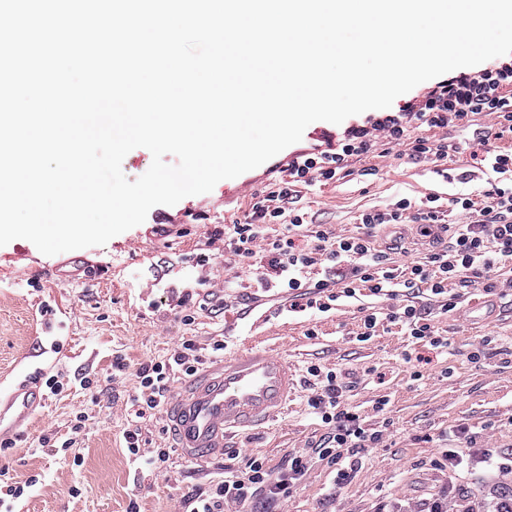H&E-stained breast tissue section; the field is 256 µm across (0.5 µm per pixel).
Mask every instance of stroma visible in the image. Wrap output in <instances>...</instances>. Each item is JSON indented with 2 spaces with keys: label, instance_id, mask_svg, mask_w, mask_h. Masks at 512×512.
<instances>
[{
  "label": "stroma",
  "instance_id": "35a3bbf8",
  "mask_svg": "<svg viewBox=\"0 0 512 512\" xmlns=\"http://www.w3.org/2000/svg\"><path fill=\"white\" fill-rule=\"evenodd\" d=\"M468 153L449 152L437 163L414 161L389 153L353 162L351 173L329 184L301 187L298 205L310 224L333 225L353 234L365 209L381 208L406 197L417 202L430 194L432 181L453 177L449 192L484 190L486 176L473 173ZM469 175L461 183V175ZM250 208L249 199L225 202L223 185L189 196L173 206L153 207L144 223L107 244L47 256L30 241L0 246V390L38 371L57 376L63 385L48 395L45 406L21 432L14 447L0 450V512H178L184 496L243 470L248 457L278 466L288 453L315 445L325 433L310 415V390L300 385L285 413L263 430L231 438L223 457L207 463L171 455L159 469L129 456L123 432L138 421L148 447L172 446L164 411L136 420L131 400L134 377L112 381V359L125 356L131 366L166 356L181 338L206 343L225 339L228 352L253 344L285 356L298 373L310 365L348 375L354 386L348 406L366 427L383 433L378 447L364 451L362 467L348 482L336 485L335 471L314 460L287 498L276 502L257 495L252 512H426L448 486L460 487L457 512H486L494 489L512 490V476L479 465L450 473L435 459L446 450H461L455 426L481 432L482 442L498 455L512 454V300L462 291L457 311L430 309V319L450 346L447 353L417 343L402 325L381 321L374 336L360 340L363 318L389 312L390 300L359 296L337 309L316 315L285 313L279 298L266 299V317L249 325L240 314L250 301L241 288H224L233 276L248 277L249 267L229 272L223 259L206 267L196 264L206 249V231L229 224ZM444 240L423 236L415 223L379 231L378 249L395 250L400 266L441 250ZM98 268L92 282L53 283L52 268L70 257ZM214 289H200L195 321L185 324L171 289L195 286L202 276ZM486 299V322L473 321L471 301ZM49 302L65 324L56 350H45L38 308ZM232 310H225V303ZM96 381L86 389L82 378ZM92 420L79 438L75 454L63 455L56 443L71 435L78 411ZM36 477L21 497L6 495L11 482Z\"/></svg>",
  "mask_w": 512,
  "mask_h": 512
}]
</instances>
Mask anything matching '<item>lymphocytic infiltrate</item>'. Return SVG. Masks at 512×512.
<instances>
[{
	"instance_id": "1",
	"label": "lymphocytic infiltrate",
	"mask_w": 512,
	"mask_h": 512,
	"mask_svg": "<svg viewBox=\"0 0 512 512\" xmlns=\"http://www.w3.org/2000/svg\"><path fill=\"white\" fill-rule=\"evenodd\" d=\"M481 114L491 118L493 134L471 142V160L491 174L480 198L456 193L443 210L431 196L417 205L403 197L385 208L360 213L356 235L321 226L312 231V243L297 244L305 227L304 214L295 205L298 187L325 185L348 175L351 162L379 144L402 149L417 161L443 160L449 145L446 139L431 138V131L469 128ZM507 139L512 140V55L475 71L446 74L397 109L371 114L322 142L294 151L287 179L255 194L246 221L215 225L208 242L222 244L233 263L254 262L253 276L234 280V287L274 290L286 294L290 311L319 313L366 291L396 301L397 306L387 313L365 315L363 338L373 336L377 325L387 320L402 324L418 342L446 348L447 340L415 306V298L428 297L448 313L456 310L464 288L512 293V147H504ZM450 210L461 221L453 225L447 246L411 262L406 270H398L389 254L373 244L380 227L409 220L426 230L443 223ZM278 223L284 224V233L269 237L268 226ZM330 264L336 267L333 276L311 278V271ZM226 347L223 340L201 344L185 338L168 358L140 364L134 370L136 418L159 410L176 375L194 376ZM306 383L311 390L309 410L326 429L321 441L290 453L276 468L265 458L250 457L243 471L184 499L182 512H224L225 506L246 505L260 493L271 502L286 498L316 458L336 466L339 485L361 468L362 450L377 447L382 432L364 428L359 415L347 407L348 385L341 373L313 364Z\"/></svg>"
}]
</instances>
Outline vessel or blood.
<instances>
[{
	"mask_svg": "<svg viewBox=\"0 0 512 512\" xmlns=\"http://www.w3.org/2000/svg\"><path fill=\"white\" fill-rule=\"evenodd\" d=\"M296 380L287 360L248 348L206 368L171 397L167 415L183 458L203 462L224 453L227 437L272 422L283 410ZM45 397L25 378L0 392V425L24 426Z\"/></svg>",
	"mask_w": 512,
	"mask_h": 512,
	"instance_id": "b4317fda",
	"label": "vessel or blood"
}]
</instances>
